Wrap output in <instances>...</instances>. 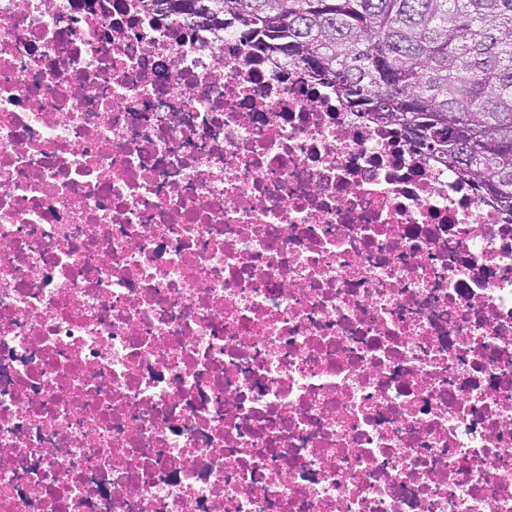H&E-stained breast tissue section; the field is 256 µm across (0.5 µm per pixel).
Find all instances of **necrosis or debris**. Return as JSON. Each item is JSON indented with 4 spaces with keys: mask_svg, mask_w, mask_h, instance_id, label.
Returning a JSON list of instances; mask_svg holds the SVG:
<instances>
[{
    "mask_svg": "<svg viewBox=\"0 0 512 512\" xmlns=\"http://www.w3.org/2000/svg\"><path fill=\"white\" fill-rule=\"evenodd\" d=\"M0 512H512V215L145 0H0Z\"/></svg>",
    "mask_w": 512,
    "mask_h": 512,
    "instance_id": "obj_1",
    "label": "necrosis or debris"
}]
</instances>
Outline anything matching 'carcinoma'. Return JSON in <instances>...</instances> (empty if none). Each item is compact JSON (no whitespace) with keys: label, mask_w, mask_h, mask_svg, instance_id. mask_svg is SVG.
I'll list each match as a JSON object with an SVG mask.
<instances>
[{"label":"carcinoma","mask_w":512,"mask_h":512,"mask_svg":"<svg viewBox=\"0 0 512 512\" xmlns=\"http://www.w3.org/2000/svg\"><path fill=\"white\" fill-rule=\"evenodd\" d=\"M336 88L512 213V0H150Z\"/></svg>","instance_id":"1"}]
</instances>
